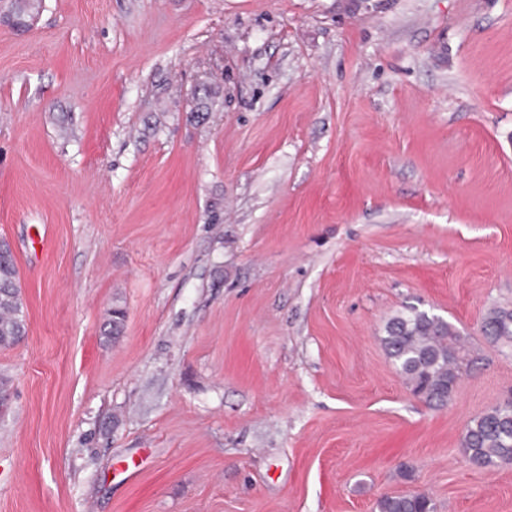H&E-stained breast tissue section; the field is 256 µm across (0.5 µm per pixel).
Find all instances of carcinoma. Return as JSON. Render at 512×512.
Here are the masks:
<instances>
[{"mask_svg": "<svg viewBox=\"0 0 512 512\" xmlns=\"http://www.w3.org/2000/svg\"><path fill=\"white\" fill-rule=\"evenodd\" d=\"M42 0H13L5 11L27 20L38 14ZM481 330L496 343L512 346V309L495 307ZM26 333L18 269L10 246L0 243V347L18 342ZM389 359L406 386L429 407L448 404L457 382L472 360L460 334L444 318L408 306L391 317L381 339ZM470 463L478 468L512 464V403L503 401L471 419L462 435ZM378 512H437L427 492L384 495Z\"/></svg>", "mask_w": 512, "mask_h": 512, "instance_id": "1", "label": "carcinoma"}]
</instances>
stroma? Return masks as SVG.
I'll return each instance as SVG.
<instances>
[{
    "label": "stroma",
    "mask_w": 512,
    "mask_h": 512,
    "mask_svg": "<svg viewBox=\"0 0 512 512\" xmlns=\"http://www.w3.org/2000/svg\"><path fill=\"white\" fill-rule=\"evenodd\" d=\"M42 3L0 23V512H512L461 444L512 391V0ZM407 305L476 358L440 410ZM18 269L10 246L0 244V347L14 345L26 333ZM381 342L406 386L429 407L448 404L472 360L444 318L408 306L391 317ZM481 330L496 343L512 346V309L495 307L483 319ZM378 512H436L437 506L427 492L384 495L376 503Z\"/></svg>",
    "instance_id": "stroma-1"
}]
</instances>
